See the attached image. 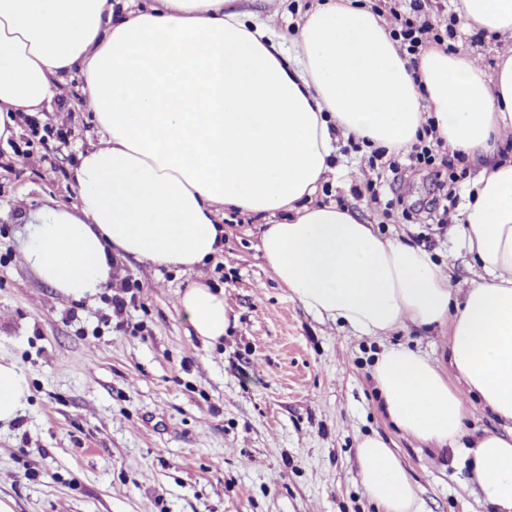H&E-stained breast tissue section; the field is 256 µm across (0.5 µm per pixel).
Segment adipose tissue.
Returning <instances> with one entry per match:
<instances>
[{
	"label": "adipose tissue",
	"mask_w": 512,
	"mask_h": 512,
	"mask_svg": "<svg viewBox=\"0 0 512 512\" xmlns=\"http://www.w3.org/2000/svg\"><path fill=\"white\" fill-rule=\"evenodd\" d=\"M240 0H154L113 21L108 0H0V138L50 103L67 75L102 131L78 157L74 208L27 216L21 254L76 300L110 279L113 256L193 269L224 248L222 207L269 215L262 256L309 312L367 336L448 328L450 367L384 348L371 377L390 421L439 446L465 434L468 397L506 423L470 440L465 460L494 512H512V55L486 71L470 54L402 57L379 16L350 0L306 12L289 50ZM465 27L512 33V0H456ZM484 164L459 213L477 278L453 302L449 272L420 248L376 234L349 209L305 205L340 138L396 151L426 119ZM196 336L230 323L207 285L178 299ZM30 395L0 357V423ZM359 477L383 512H414L411 479L378 437L358 445Z\"/></svg>",
	"instance_id": "obj_1"
}]
</instances>
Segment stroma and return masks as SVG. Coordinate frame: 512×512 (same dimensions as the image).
Listing matches in <instances>:
<instances>
[{"mask_svg": "<svg viewBox=\"0 0 512 512\" xmlns=\"http://www.w3.org/2000/svg\"><path fill=\"white\" fill-rule=\"evenodd\" d=\"M318 0H255L283 47ZM82 81L65 83L41 123L66 142L14 151L0 142V356L13 359L31 396L0 424V498L14 512H376L358 476L356 447L389 441L414 483L418 512H489L470 482L464 449L431 448L398 434L370 377L377 353L406 346L446 364L448 329L406 326L377 337L319 318L292 298L261 251L264 216L224 208V249L192 270L116 258L109 285L76 300L40 280L21 258L23 215L78 202L72 173L102 132L79 106ZM367 150L337 144L333 171L311 204L356 212L450 268L456 299L473 279L458 209L445 225L377 212L361 188ZM139 284L117 327L113 288ZM203 283L223 291L231 322L214 345L178 306Z\"/></svg>", "mask_w": 512, "mask_h": 512, "instance_id": "stroma-1", "label": "stroma"}]
</instances>
